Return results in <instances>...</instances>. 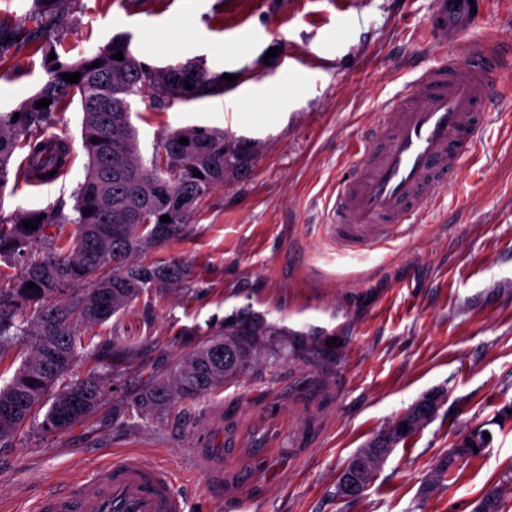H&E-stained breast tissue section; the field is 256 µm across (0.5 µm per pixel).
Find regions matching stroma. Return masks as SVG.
<instances>
[{"label": "stroma", "instance_id": "obj_1", "mask_svg": "<svg viewBox=\"0 0 512 512\" xmlns=\"http://www.w3.org/2000/svg\"><path fill=\"white\" fill-rule=\"evenodd\" d=\"M431 0H74L50 52L16 46L0 68V112L47 78L49 55L72 63L129 39L154 66L192 58L229 74L224 91L172 105L134 97L139 153L151 163L169 132L222 133L246 156L203 201L181 239L149 260H188L191 289L142 296L93 332L132 353L105 382L98 414L64 432L34 425L0 447V512H33L46 490L134 452L170 471L189 512H475L512 467V102L492 112L444 198L419 224L352 251L321 224L349 150L388 102L440 51L421 34ZM471 38L512 40V0H487ZM276 57H268L270 48ZM286 113L272 131L241 135L225 111L254 98ZM78 102L52 135L71 167L40 191L10 167L0 214L72 207L88 156ZM331 344L335 364L269 355L244 376L150 419L122 402L169 371L243 309ZM433 389L446 397L424 427L393 449L362 497L336 478L368 440ZM490 443L434 477L438 460L474 429Z\"/></svg>", "mask_w": 512, "mask_h": 512}]
</instances>
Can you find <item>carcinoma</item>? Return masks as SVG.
Segmentation results:
<instances>
[{"label":"carcinoma","instance_id":"cac0c4a2","mask_svg":"<svg viewBox=\"0 0 512 512\" xmlns=\"http://www.w3.org/2000/svg\"><path fill=\"white\" fill-rule=\"evenodd\" d=\"M71 0H34L29 14L13 25L0 22V66L10 50L22 43L41 41L45 48L66 20ZM122 52L124 59L113 58ZM100 60L97 67L92 63ZM81 74L77 83L65 73ZM224 92V80L200 60L156 67L137 59L127 41L112 44L74 63L55 61L37 93L10 112H0V191L7 184L16 151L24 150L34 171L56 170L65 163L60 142L44 137L68 100L80 99L82 135L88 163L74 193L72 212L59 207L0 217V262L19 260L21 270L8 288H0V360L17 345L31 342V352L0 388V441L14 437L43 407L42 427L66 431L88 420L105 394L104 380L127 356L84 330L110 320L145 293L162 294L193 281L186 261L150 262L153 248L182 237L202 201L224 184L228 167L224 135L200 128L167 134L163 152L151 165L143 163L138 136L131 121V100L151 93L173 103L206 96L205 90ZM47 98V107L37 102ZM17 121H12L14 114ZM189 144L179 143L180 138ZM97 142H92V139ZM201 176H195V173ZM92 213H87V209ZM167 215L170 221H161ZM41 218L37 228L23 222ZM74 232L65 234V226ZM32 282L40 291L26 288ZM285 330L249 311L203 340L175 369L154 376L127 399L138 417L152 416L172 399L197 398L224 382L248 372L261 353L279 356L288 349ZM298 354L315 366L332 360L314 342H298ZM83 355L90 366L80 378L69 377L70 366ZM384 449L370 439L341 470L338 478L353 474L361 486L369 483ZM468 457L453 447L441 459L436 476L443 478L458 460ZM512 485V467L501 485L489 490L476 512H506L502 487Z\"/></svg>","mask_w":512,"mask_h":512}]
</instances>
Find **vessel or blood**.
Listing matches in <instances>:
<instances>
[{
  "mask_svg": "<svg viewBox=\"0 0 512 512\" xmlns=\"http://www.w3.org/2000/svg\"><path fill=\"white\" fill-rule=\"evenodd\" d=\"M486 0H432L425 41L441 62L423 69L412 89L389 104L386 118L352 149L357 173L342 181L332 233L358 244L415 224L423 205L442 197L480 141L488 112L504 94L512 47L450 52L483 17ZM35 512H188L171 473L138 455L96 467L85 479L46 491Z\"/></svg>",
  "mask_w": 512,
  "mask_h": 512,
  "instance_id": "1",
  "label": "vessel or blood"
}]
</instances>
